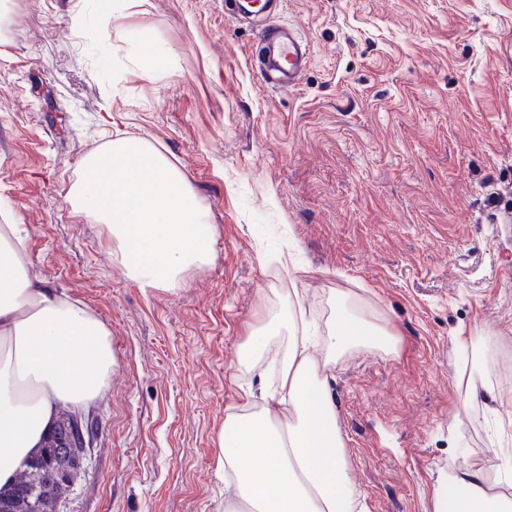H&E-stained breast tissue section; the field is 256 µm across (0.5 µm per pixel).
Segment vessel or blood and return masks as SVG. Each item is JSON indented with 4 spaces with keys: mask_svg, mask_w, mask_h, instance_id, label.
<instances>
[{
    "mask_svg": "<svg viewBox=\"0 0 512 512\" xmlns=\"http://www.w3.org/2000/svg\"><path fill=\"white\" fill-rule=\"evenodd\" d=\"M260 69L281 88L297 86L310 61V45L293 28L268 25L262 32Z\"/></svg>",
    "mask_w": 512,
    "mask_h": 512,
    "instance_id": "vessel-or-blood-1",
    "label": "vessel or blood"
}]
</instances>
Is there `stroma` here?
<instances>
[{"label":"stroma","mask_w":512,"mask_h":512,"mask_svg":"<svg viewBox=\"0 0 512 512\" xmlns=\"http://www.w3.org/2000/svg\"><path fill=\"white\" fill-rule=\"evenodd\" d=\"M226 0H0V225L89 307L117 356L85 408L91 452L63 512H224L217 435L251 326L306 265L305 333L347 292L398 336L351 348L329 391L360 512H431L449 466L512 474V0H284L311 45L290 91L254 70ZM166 57L145 79L146 54ZM138 136L187 178L212 259L142 289L77 208L84 161Z\"/></svg>","instance_id":"stroma-1"}]
</instances>
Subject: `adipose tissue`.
<instances>
[{
  "mask_svg": "<svg viewBox=\"0 0 512 512\" xmlns=\"http://www.w3.org/2000/svg\"><path fill=\"white\" fill-rule=\"evenodd\" d=\"M336 316L314 356L308 339L289 337L271 366L276 404L246 405L218 434L219 464L234 501L226 512H353L359 496L328 388L329 372L354 344L395 350L387 326L348 307L336 292ZM114 357L107 327L85 305L44 287L28 268L14 227L0 225V487L36 454L62 404L86 405L107 387ZM432 512H512L498 484L459 469L439 483Z\"/></svg>",
  "mask_w": 512,
  "mask_h": 512,
  "instance_id": "obj_1",
  "label": "adipose tissue"
}]
</instances>
